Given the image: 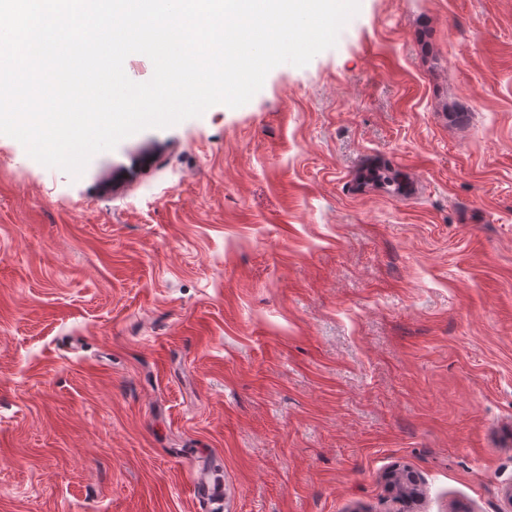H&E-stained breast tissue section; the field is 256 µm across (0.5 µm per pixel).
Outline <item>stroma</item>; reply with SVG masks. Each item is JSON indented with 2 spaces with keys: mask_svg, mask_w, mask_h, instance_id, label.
Instances as JSON below:
<instances>
[{
  "mask_svg": "<svg viewBox=\"0 0 512 512\" xmlns=\"http://www.w3.org/2000/svg\"><path fill=\"white\" fill-rule=\"evenodd\" d=\"M186 448L222 512H505L512 0H360L76 178L0 135V512H195Z\"/></svg>",
  "mask_w": 512,
  "mask_h": 512,
  "instance_id": "1",
  "label": "stroma"
}]
</instances>
